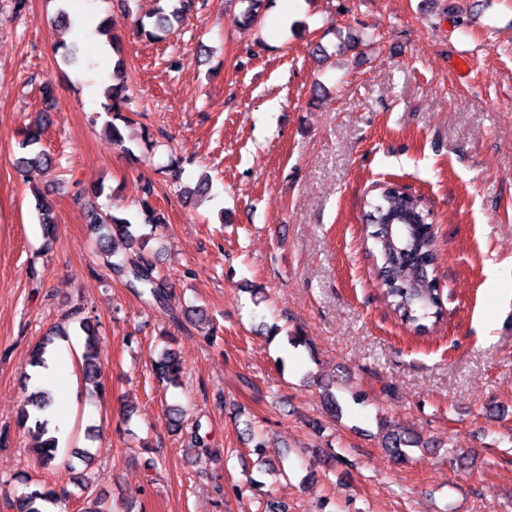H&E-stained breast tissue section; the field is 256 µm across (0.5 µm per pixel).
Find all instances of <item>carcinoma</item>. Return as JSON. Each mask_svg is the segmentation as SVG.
<instances>
[{
  "instance_id": "cac0c4a2",
  "label": "carcinoma",
  "mask_w": 512,
  "mask_h": 512,
  "mask_svg": "<svg viewBox=\"0 0 512 512\" xmlns=\"http://www.w3.org/2000/svg\"><path fill=\"white\" fill-rule=\"evenodd\" d=\"M191 7L192 0H174L170 11L161 9L155 14L154 30H147L142 21L139 22V26L146 35L154 37L158 31H167L172 21L181 19ZM125 89L126 86L123 83L110 85L106 89L107 102L103 104L105 112L112 116V121L107 124L106 129L112 141L118 144L124 142V136L115 121L125 120L121 112V105L128 101ZM42 98L43 116L37 121V130H26L21 142L22 148L28 150V153L15 161L16 169L21 173L42 167L49 168L53 163L50 153L35 148L39 143L43 124L50 123L48 112L54 107V91L48 83L42 86ZM368 206L370 210L366 217L371 231L367 232V238L373 241V248L369 253L373 257L375 278L383 298L401 323L416 334L426 333L444 318L441 290L438 288L437 278L433 275L422 280L416 288L412 287L411 283L417 269L431 270L434 267V236L427 234L418 240H413L412 249L416 251V256L407 261L401 258L400 252L394 249L385 237L381 224L390 215L413 206L417 207L418 212L421 213L422 221L427 222L431 220V211L422 205H415L413 199L402 191L398 184L392 182L380 187L379 199L374 203H368ZM36 209L44 234L49 238L53 237L55 217L53 205L47 196L42 195L37 198ZM86 217L100 265L147 305L169 313L173 319L176 318L172 307L173 293L166 278L157 268L156 262L144 256L152 233L166 223L163 214L147 203H142L139 218L141 225L150 227L148 234L136 233L134 224L126 217L102 216L92 203L87 206ZM117 238L124 240L127 244V251L122 254L115 250ZM71 317L78 322L79 329L85 336L82 355L85 383L91 385L92 392L97 393L100 391L97 348L99 323L94 316L84 314L80 307L71 313ZM154 371L158 380L175 386L180 384L181 367L173 352L169 350L163 352L155 362ZM51 403L50 392L32 391L27 395L17 419L18 427L35 440L33 450L41 464L48 467L52 466L56 460L58 440L47 436L49 420L40 418V415L50 408ZM384 443L388 451L398 458L407 457L409 448L424 446L420 436L400 426L386 432ZM95 456L96 451L91 448L78 449L65 460L64 467L71 471L76 470L79 465L88 467L93 463ZM58 503L60 498L54 490L33 489L7 498L5 508L11 512H45V505ZM78 512H133V510L125 504L117 510L106 499L95 497L89 501L83 500V507Z\"/></svg>"
}]
</instances>
